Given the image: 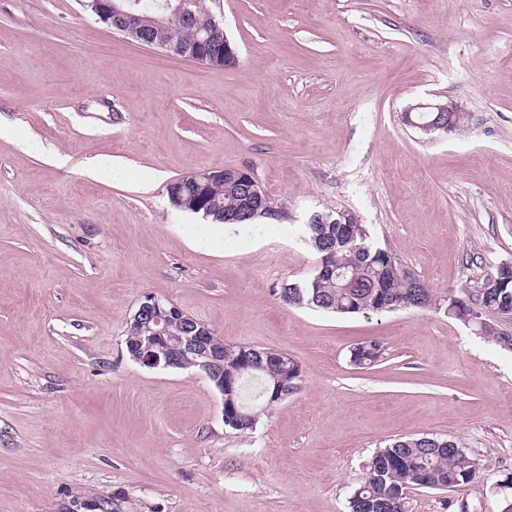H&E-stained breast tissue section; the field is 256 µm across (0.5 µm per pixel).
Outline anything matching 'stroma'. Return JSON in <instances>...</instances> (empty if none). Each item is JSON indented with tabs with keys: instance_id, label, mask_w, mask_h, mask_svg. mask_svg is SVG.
Masks as SVG:
<instances>
[{
	"instance_id": "obj_1",
	"label": "stroma",
	"mask_w": 512,
	"mask_h": 512,
	"mask_svg": "<svg viewBox=\"0 0 512 512\" xmlns=\"http://www.w3.org/2000/svg\"><path fill=\"white\" fill-rule=\"evenodd\" d=\"M238 61L203 69L98 22L82 0H0V512H347L378 448L458 440L481 473L410 512H499L512 477V352L440 304L512 264V0H207ZM454 99L459 135L408 106ZM66 157L65 165L54 162ZM114 161L98 174L101 156ZM249 169L279 219L224 227L168 184ZM328 208L431 290L432 306L337 315L284 304ZM227 346L278 351L298 389L252 431L198 371L133 362L144 294ZM386 354L350 361L363 340ZM385 350L383 343L379 340L365 341L352 347L350 360L355 366L366 368L380 362L385 355Z\"/></svg>"
}]
</instances>
